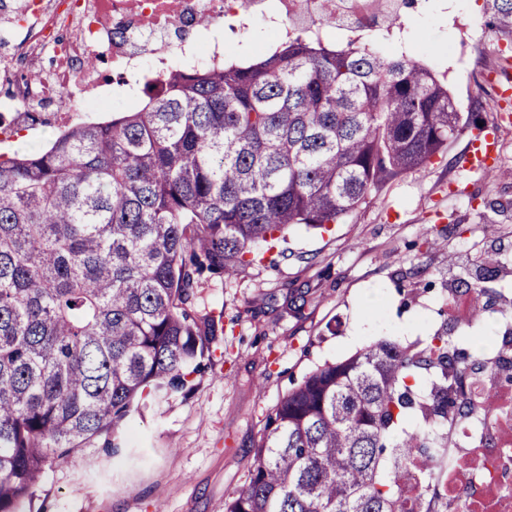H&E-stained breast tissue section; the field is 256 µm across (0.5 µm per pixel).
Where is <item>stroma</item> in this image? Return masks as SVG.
Instances as JSON below:
<instances>
[{"label":"stroma","instance_id":"1","mask_svg":"<svg viewBox=\"0 0 512 512\" xmlns=\"http://www.w3.org/2000/svg\"><path fill=\"white\" fill-rule=\"evenodd\" d=\"M329 42L429 64L461 111L495 125L494 170L466 169L461 135L445 161L372 192L331 232L293 227L277 262L200 280L194 315H224L212 359L186 389L47 465L20 512H224L267 415L311 370L380 338L407 343L444 324L469 333L470 320L448 311L449 260L491 247L512 258V100L496 91L512 73V36L490 27L485 0H419L393 37L360 29ZM115 443L123 454L111 455Z\"/></svg>","mask_w":512,"mask_h":512}]
</instances>
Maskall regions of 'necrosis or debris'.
Here are the masks:
<instances>
[{
  "label": "necrosis or debris",
  "instance_id": "obj_1",
  "mask_svg": "<svg viewBox=\"0 0 512 512\" xmlns=\"http://www.w3.org/2000/svg\"><path fill=\"white\" fill-rule=\"evenodd\" d=\"M334 0H0V143L62 114L100 111L121 85L224 60V33L263 19L276 38ZM474 422L449 430V512H512V383L479 385Z\"/></svg>",
  "mask_w": 512,
  "mask_h": 512
}]
</instances>
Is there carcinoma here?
Listing matches in <instances>:
<instances>
[{"label": "carcinoma", "mask_w": 512, "mask_h": 512, "mask_svg": "<svg viewBox=\"0 0 512 512\" xmlns=\"http://www.w3.org/2000/svg\"><path fill=\"white\" fill-rule=\"evenodd\" d=\"M349 2L336 24L358 23ZM486 5L512 34V0ZM474 129L430 67L329 49L301 25L256 61L172 70L110 119L0 161V512L47 464L186 388L224 330L191 313L204 275L237 276L290 227L330 231ZM499 263L484 254L463 281L475 319ZM485 364L445 328L317 366L277 404L225 512H445L433 476Z\"/></svg>", "instance_id": "cac0c4a2"}]
</instances>
